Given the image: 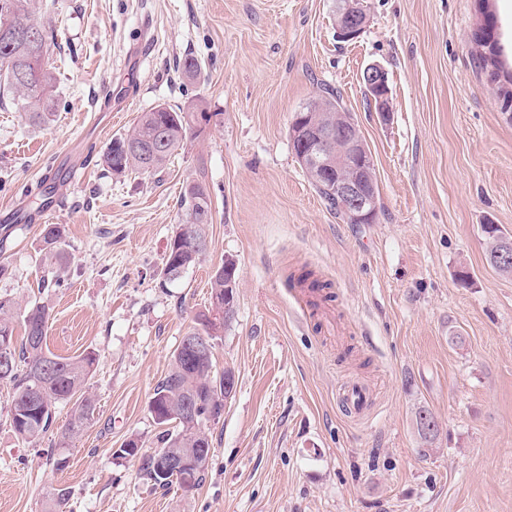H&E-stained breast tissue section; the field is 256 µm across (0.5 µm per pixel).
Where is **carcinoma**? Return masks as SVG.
Instances as JSON below:
<instances>
[{
	"label": "carcinoma",
	"instance_id": "1",
	"mask_svg": "<svg viewBox=\"0 0 512 512\" xmlns=\"http://www.w3.org/2000/svg\"><path fill=\"white\" fill-rule=\"evenodd\" d=\"M54 29L38 16L36 0H0V104L11 101L34 125L47 124L56 111V76L49 65V49ZM474 41L485 49L481 59L485 65L501 70L499 47L481 29ZM317 100L325 106L318 117L336 118L340 98L326 87ZM199 125L194 108H173L165 103L141 113L128 132L116 136L102 155V163L112 173L122 175L129 170L151 174L163 169L171 156L183 147L188 131ZM177 232L167 246L162 268L161 287L182 277L199 259L196 242L207 241V228L212 223V199L209 188L200 181L186 184L180 201ZM488 241L487 259L499 273L512 275V262L502 267L496 262L499 241L504 238L496 224L483 225ZM64 229L47 224L42 230L43 247L56 261H61ZM235 261L227 259L215 270L211 280V310L214 320L189 330L216 340L224 324L233 314L234 300L224 301V279L236 276ZM22 318L24 336L16 342L15 319ZM49 308L34 304L26 309L11 298L0 297V349L8 350L10 362L0 369V382L11 385L10 418L14 432L34 441L53 425L57 404L74 403L67 426L59 436V445L66 448L94 417L96 400L88 392L87 380L96 362L88 352L78 357H62L47 349L46 338ZM213 363L204 366L189 359L177 348L171 356L170 368L154 390L150 413L154 422L166 426L157 436L158 446L142 451L139 441L130 438L124 443L123 457L138 462L141 477L155 486L177 485L183 492L200 488L207 473L205 460L197 449L211 447L206 432L210 418H220L224 403L217 397L223 380L212 372ZM419 433L427 446L438 431L432 413L419 412ZM178 455L183 465L177 470L161 472L154 456L161 453Z\"/></svg>",
	"mask_w": 512,
	"mask_h": 512
}]
</instances>
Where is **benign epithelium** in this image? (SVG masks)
<instances>
[{
    "label": "benign epithelium",
    "mask_w": 512,
    "mask_h": 512,
    "mask_svg": "<svg viewBox=\"0 0 512 512\" xmlns=\"http://www.w3.org/2000/svg\"><path fill=\"white\" fill-rule=\"evenodd\" d=\"M366 24L363 0H336V33L340 40L358 38ZM362 83L376 111L383 119H388L391 106L385 69L378 65L368 66L363 71ZM336 116L339 123L334 129L296 118L299 125L290 126L291 141L299 143L296 158L311 175L323 169L336 170V183L331 193L341 203L348 223L372 224L378 213V187L373 162L356 122L342 111ZM188 351L199 362L213 353L205 336L191 337Z\"/></svg>",
    "instance_id": "benign-epithelium-1"
}]
</instances>
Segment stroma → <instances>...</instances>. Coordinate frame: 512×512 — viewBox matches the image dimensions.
<instances>
[{"label":"stroma","mask_w":512,"mask_h":512,"mask_svg":"<svg viewBox=\"0 0 512 512\" xmlns=\"http://www.w3.org/2000/svg\"><path fill=\"white\" fill-rule=\"evenodd\" d=\"M55 30L59 106L47 124L0 106V295L50 308L56 355L94 352L97 409L70 447L50 431L26 442L0 383V512H512V275L486 261L482 224L512 236V108L473 35L492 26L512 69V0H364V32L336 36L333 0H38ZM194 56V80L177 70ZM388 73L382 121L361 81ZM338 91L371 152L374 223L330 212L298 163L291 120L322 87ZM212 113L166 167L115 176L100 158L155 105ZM80 165L56 216L65 282L37 210ZM206 183V252L180 283L160 284L187 182ZM238 267L235 313L214 369L237 388L208 424V476L191 494L153 486L117 448L154 449L149 412L171 355L211 302L210 277ZM330 282L314 307L291 276ZM368 383L361 418L336 399ZM440 432L423 452L416 415ZM67 458L65 468L56 459Z\"/></svg>","instance_id":"1"}]
</instances>
